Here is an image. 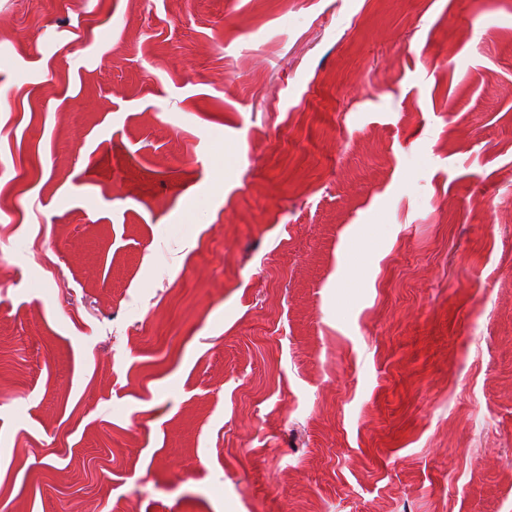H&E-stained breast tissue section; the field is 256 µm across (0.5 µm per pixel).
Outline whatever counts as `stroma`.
Wrapping results in <instances>:
<instances>
[{"instance_id":"stroma-1","label":"stroma","mask_w":512,"mask_h":512,"mask_svg":"<svg viewBox=\"0 0 512 512\" xmlns=\"http://www.w3.org/2000/svg\"><path fill=\"white\" fill-rule=\"evenodd\" d=\"M32 2L0 512H512V0Z\"/></svg>"}]
</instances>
